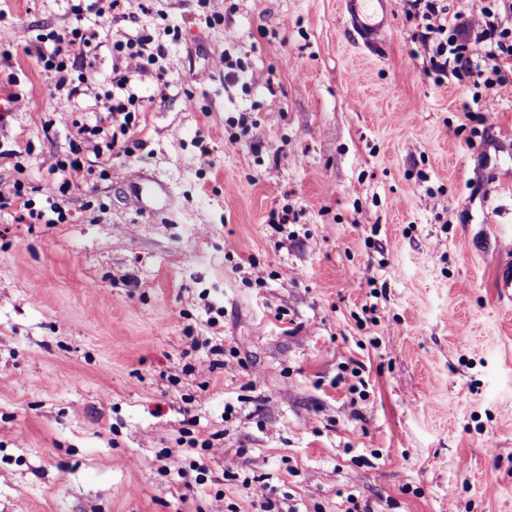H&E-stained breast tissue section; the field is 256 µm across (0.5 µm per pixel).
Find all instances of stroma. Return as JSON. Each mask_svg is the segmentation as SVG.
I'll list each match as a JSON object with an SVG mask.
<instances>
[{
    "mask_svg": "<svg viewBox=\"0 0 512 512\" xmlns=\"http://www.w3.org/2000/svg\"><path fill=\"white\" fill-rule=\"evenodd\" d=\"M75 28L71 96L31 50ZM425 65L399 7L371 56L341 0H0V190L46 216L0 209V512H512V82L485 120ZM114 47L117 52L133 61L138 70L145 71L155 66L157 70L163 71L160 60L166 56L165 46L160 43L153 44V39L149 35L137 34L127 37L126 41H117ZM130 83L129 76L117 79L115 85L121 93L116 95L112 91V100L110 97L104 105L112 119V127L114 123H118V129L122 135L127 134L130 127L135 125V106L138 100L135 93L131 91ZM22 183H14L12 189L6 193L0 194V208L15 206L28 210V214L32 218L41 220L44 215L41 211L36 212L33 208L32 199L27 197Z\"/></svg>",
    "mask_w": 512,
    "mask_h": 512,
    "instance_id": "35a3bbf8",
    "label": "stroma"
}]
</instances>
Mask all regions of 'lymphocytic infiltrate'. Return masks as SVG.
Returning a JSON list of instances; mask_svg holds the SVG:
<instances>
[{"instance_id":"lymphocytic-infiltrate-1","label":"lymphocytic infiltrate","mask_w":512,"mask_h":512,"mask_svg":"<svg viewBox=\"0 0 512 512\" xmlns=\"http://www.w3.org/2000/svg\"><path fill=\"white\" fill-rule=\"evenodd\" d=\"M400 5L419 30L429 61L425 75L470 87L473 94L464 102V112L484 108L507 81L502 64L512 59V27L506 23L512 16V0H479L453 13L444 0H400ZM93 41V35L75 29L54 36L52 51L37 52L36 57L45 70L58 73L56 86L61 89L67 85L69 65L86 62ZM115 49L141 71L159 66L166 56L164 45L146 34L117 41Z\"/></svg>"}]
</instances>
